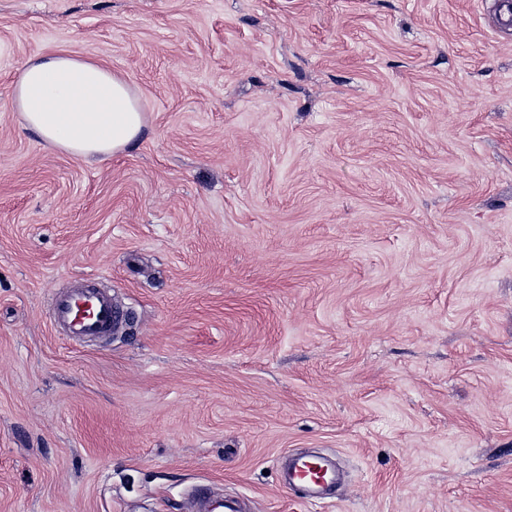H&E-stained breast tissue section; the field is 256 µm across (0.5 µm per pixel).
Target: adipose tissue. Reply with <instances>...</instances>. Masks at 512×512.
I'll list each match as a JSON object with an SVG mask.
<instances>
[{"instance_id": "obj_1", "label": "adipose tissue", "mask_w": 512, "mask_h": 512, "mask_svg": "<svg viewBox=\"0 0 512 512\" xmlns=\"http://www.w3.org/2000/svg\"><path fill=\"white\" fill-rule=\"evenodd\" d=\"M13 103L26 130L84 160L123 152L145 127L140 100L124 75L67 52L29 59L15 77Z\"/></svg>"}]
</instances>
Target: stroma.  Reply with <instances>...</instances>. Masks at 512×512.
<instances>
[{"mask_svg": "<svg viewBox=\"0 0 512 512\" xmlns=\"http://www.w3.org/2000/svg\"><path fill=\"white\" fill-rule=\"evenodd\" d=\"M497 0H0V512H512V24ZM123 73L98 162L23 128ZM130 318L71 340L86 283ZM336 456L338 495L283 488ZM13 103L26 130L84 160L123 152L145 127V112L124 75L67 52L29 59L15 77Z\"/></svg>", "mask_w": 512, "mask_h": 512, "instance_id": "stroma-1", "label": "stroma"}]
</instances>
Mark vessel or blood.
Here are the masks:
<instances>
[{"instance_id":"vessel-or-blood-1","label":"vessel or blood","mask_w":512,"mask_h":512,"mask_svg":"<svg viewBox=\"0 0 512 512\" xmlns=\"http://www.w3.org/2000/svg\"><path fill=\"white\" fill-rule=\"evenodd\" d=\"M118 311L111 297L96 288L58 298L53 323L66 327L71 336L95 338L111 334ZM340 483L334 464L324 456L294 458L283 478L288 491L304 499H326Z\"/></svg>"}]
</instances>
